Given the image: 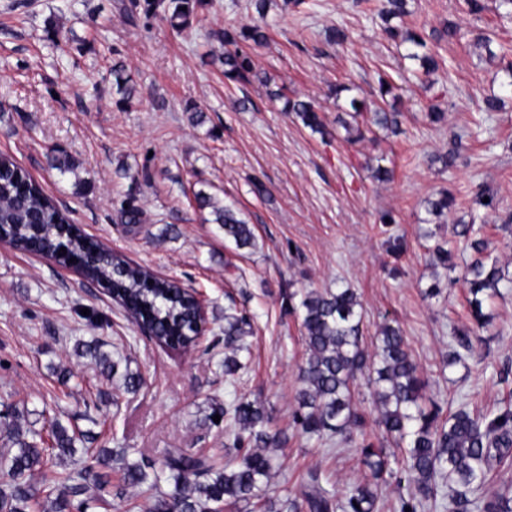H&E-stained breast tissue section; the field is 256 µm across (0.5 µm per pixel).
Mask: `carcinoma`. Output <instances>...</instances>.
<instances>
[{
    "instance_id": "1",
    "label": "carcinoma",
    "mask_w": 512,
    "mask_h": 512,
    "mask_svg": "<svg viewBox=\"0 0 512 512\" xmlns=\"http://www.w3.org/2000/svg\"><path fill=\"white\" fill-rule=\"evenodd\" d=\"M148 16L166 20L172 31L188 28L207 0H143ZM378 14L385 20L383 35L389 40L410 43L415 51L408 54L420 62L422 74L430 76L438 68L433 55L424 52L425 39L404 32L390 24L405 12V0H379ZM267 42L265 26L258 22L224 30V52L217 60L224 66V77L242 84L268 83L266 74L254 67L249 49ZM112 87L119 102L126 104L135 87L122 64L112 66ZM354 116L369 113L363 124L346 125V140L354 143L377 126H399V112H387L353 98ZM285 111L292 112L312 131L325 134L326 125L319 110L310 101L286 99ZM50 167L62 175L73 174L76 165L66 154L50 158ZM489 198L484 203L482 199ZM201 209L211 210L212 222L224 228V235L237 246L252 244L253 233L230 206L224 205L204 190L195 192ZM476 205L494 210L499 205L496 194L480 186L474 193ZM429 213L441 220L453 205V198L442 193L429 202ZM67 219L42 188L7 155H0V225L7 224L17 248L36 243L44 252L65 263L70 255L82 251L92 256L83 276L104 288L115 291L117 301L131 317L144 322L149 337L171 349L192 347L197 334V304L191 292L172 280L152 279L150 272L135 266L123 256L102 249L92 254L80 234L62 232ZM453 234L475 258L465 266L463 282L468 290V305L473 321L481 326L488 315L484 303L500 294L503 283L512 285L506 266L487 254L484 239L477 236L472 224H457ZM452 251L435 244L431 261L445 270H453ZM298 302L291 312L301 319L307 358L299 367L302 387L298 407L293 413V427L300 436L339 437L346 442L361 437L356 445L369 478L352 486L344 497L324 488L315 471L307 473L300 496L288 501L289 512H379L378 486L389 478L396 480L400 510L418 512L427 502H437L443 488H448V512H512V489L505 487L486 493L494 476L512 468V400L503 402L495 412L459 408L442 414L434 404L421 405L425 380L412 357L400 327L384 324L377 337L376 351L363 346L362 304L351 288H327L323 291L293 293ZM247 318L229 309L224 311V375L233 376L241 369L239 353L245 350L242 337L247 335ZM454 346L448 352V365L465 363L474 352L476 342L469 329H456ZM103 344H83L77 352L89 358L100 373L112 377L114 363L102 350ZM367 380L372 388L379 416L378 432L366 434L365 418L354 403V383ZM229 420L233 426V447L239 462H221L218 455L180 449L170 454L161 469L126 460V449L99 448L92 453L97 463H120L121 480L128 486L148 485L153 492L149 512H223L241 501L262 500L261 492L271 481L275 456L270 449L281 448L288 436L270 427L265 407L248 399H238L222 406L213 404L203 422L213 417ZM0 512H37L39 502L30 477L36 470L57 466L71 458L76 445L93 443L89 432L79 436L69 431L60 419L49 422L42 433L25 430L18 419H0ZM104 492L109 481L84 471L79 477L59 473L46 486L50 512H78L86 501H75L89 486Z\"/></svg>"
}]
</instances>
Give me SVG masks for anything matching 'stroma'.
Listing matches in <instances>:
<instances>
[{
    "instance_id": "stroma-1",
    "label": "stroma",
    "mask_w": 512,
    "mask_h": 512,
    "mask_svg": "<svg viewBox=\"0 0 512 512\" xmlns=\"http://www.w3.org/2000/svg\"><path fill=\"white\" fill-rule=\"evenodd\" d=\"M132 2L0 0V152L86 234L201 292L209 331L187 352L160 347L77 272L0 245V414L18 413L23 428L38 431L60 418L94 432L99 446L129 449L133 461L158 466L190 448L235 463L226 423L203 417L212 403L245 397L289 434L267 489L277 508L299 496L313 468L326 488L345 494L366 473L355 445L290 432L306 349L288 294L336 286L359 294L367 347L384 323L400 326L427 398L446 411L464 402L496 411L512 396V288L486 305L491 319L467 367L448 372L443 361L455 328L473 324L460 282L470 255L453 225L483 224L491 256L512 266V17L499 0H486L478 17L463 0H407L398 26L426 37L441 63L428 89L411 45L383 38L373 0H271L268 40L252 51L269 82L246 86L226 79L216 56L225 28L250 21L247 0H212L179 34ZM447 23L457 25L456 38L432 40ZM332 27L345 31L344 44L327 43ZM481 33L490 50L475 47ZM116 62L136 85L128 104L112 88ZM381 74L400 87V131L377 128L347 142L349 102L377 99ZM282 88L321 105L326 134L284 111ZM491 94L503 98L501 111H481ZM232 99L242 109L229 108ZM433 106L446 124L430 122ZM452 147L456 161L443 166L439 157ZM58 153L76 161L77 175L50 169ZM377 164L392 169L391 181L372 177ZM480 184L498 196L497 210L473 211ZM201 189L235 205L253 246L237 248L209 222L194 200ZM444 190L455 205L435 223L428 201ZM129 201L143 223L122 222ZM438 241L455 254V284L429 298L428 249ZM230 305L253 328L248 365L232 377L224 374ZM94 339L119 356L113 378L75 354L77 343ZM128 372L143 378L137 391L121 388Z\"/></svg>"
}]
</instances>
